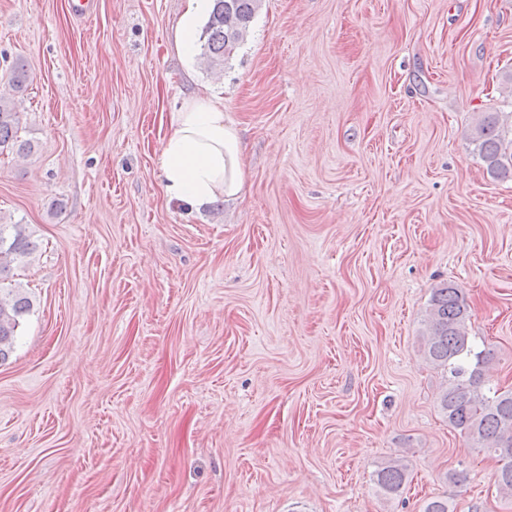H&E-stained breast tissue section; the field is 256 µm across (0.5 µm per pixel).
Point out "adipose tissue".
<instances>
[{"mask_svg": "<svg viewBox=\"0 0 512 512\" xmlns=\"http://www.w3.org/2000/svg\"><path fill=\"white\" fill-rule=\"evenodd\" d=\"M212 0H185L175 43L186 59L196 55V34ZM172 131L159 157L165 194L193 210L236 196L244 183L242 140L224 120V102L208 94L186 98L173 113Z\"/></svg>", "mask_w": 512, "mask_h": 512, "instance_id": "adipose-tissue-1", "label": "adipose tissue"}]
</instances>
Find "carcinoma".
Listing matches in <instances>:
<instances>
[{
    "instance_id": "carcinoma-1",
    "label": "carcinoma",
    "mask_w": 512,
    "mask_h": 512,
    "mask_svg": "<svg viewBox=\"0 0 512 512\" xmlns=\"http://www.w3.org/2000/svg\"><path fill=\"white\" fill-rule=\"evenodd\" d=\"M261 0H213V9L200 36V58L210 70L224 69L247 36ZM19 112L12 96L0 95V151L19 154L32 151L18 136ZM472 142L493 176L512 174V139L504 134V119L489 112L476 124ZM36 245L21 224L0 221V282L12 275L14 265L33 254ZM32 301L20 288H0V362L13 348L21 321ZM468 306L462 291L452 283L431 289L423 336L427 360L446 373L447 383L439 398L448 425L460 431L472 447L493 455L499 491L512 497V391L493 387L487 377L491 353L478 347L469 335ZM407 478L401 458L379 466L373 482L385 497L400 496Z\"/></svg>"
}]
</instances>
